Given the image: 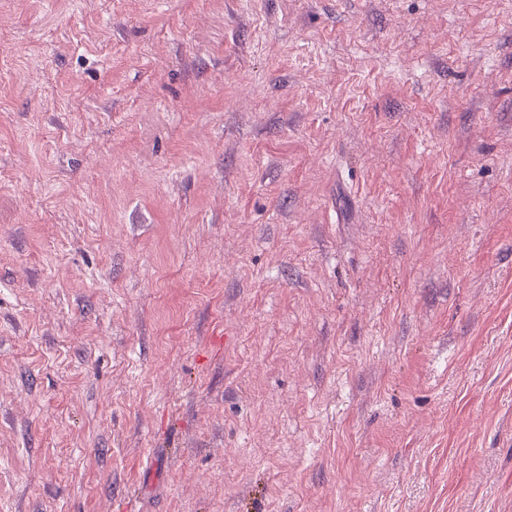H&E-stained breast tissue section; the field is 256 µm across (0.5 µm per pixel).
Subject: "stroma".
<instances>
[{"instance_id": "35a3bbf8", "label": "stroma", "mask_w": 512, "mask_h": 512, "mask_svg": "<svg viewBox=\"0 0 512 512\" xmlns=\"http://www.w3.org/2000/svg\"><path fill=\"white\" fill-rule=\"evenodd\" d=\"M0 512H512V0H0Z\"/></svg>"}]
</instances>
